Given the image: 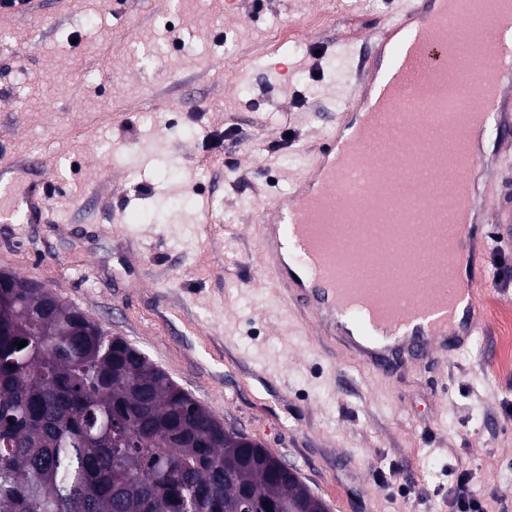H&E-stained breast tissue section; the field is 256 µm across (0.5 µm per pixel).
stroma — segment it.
Returning a JSON list of instances; mask_svg holds the SVG:
<instances>
[{"label":"stroma","instance_id":"obj_1","mask_svg":"<svg viewBox=\"0 0 512 512\" xmlns=\"http://www.w3.org/2000/svg\"><path fill=\"white\" fill-rule=\"evenodd\" d=\"M398 0H30L0 13V153L41 157L47 222L0 221V271L57 292L226 428L287 457L329 512H451L469 475L512 512V129L491 116L473 245L483 330L441 365L373 374L258 264L259 215L344 112L364 38ZM298 32L301 46L281 41ZM234 127V139L211 148ZM499 332L501 339L500 361L503 367H512V316L511 314L500 316Z\"/></svg>","mask_w":512,"mask_h":512}]
</instances>
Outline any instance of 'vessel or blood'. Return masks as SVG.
Wrapping results in <instances>:
<instances>
[{"label":"vessel or blood","instance_id":"vessel-or-blood-1","mask_svg":"<svg viewBox=\"0 0 512 512\" xmlns=\"http://www.w3.org/2000/svg\"><path fill=\"white\" fill-rule=\"evenodd\" d=\"M448 0H407L397 17L387 19L364 40L365 52L349 100L357 116L349 125L334 123L319 152L290 193L270 198L260 213L259 261L272 273L282 298L303 315L314 317L327 334L343 345L351 358L372 372L394 376L408 364L447 361L481 331L477 290L442 284L420 299L403 288H356L340 284L336 272V238L357 240L364 228L361 211L349 189L353 177L374 191L375 164L366 150L390 111L404 99L409 80L424 75H448ZM500 93L495 111L512 110V66L496 71ZM435 127L450 123L454 104L447 98L418 100ZM437 191L408 204L415 223L394 222L388 233L402 235L410 247L429 251L440 267L470 269L464 241L473 229L461 225L449 233L440 214L472 206L480 177L479 155H471L457 189L448 187V168L456 157L447 139H440L431 157ZM49 178L30 184L13 215L28 224L49 210ZM342 195L344 212L331 210L334 195Z\"/></svg>","mask_w":512,"mask_h":512}]
</instances>
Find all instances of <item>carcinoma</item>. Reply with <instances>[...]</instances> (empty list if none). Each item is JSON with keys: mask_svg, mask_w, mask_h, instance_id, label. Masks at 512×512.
I'll list each match as a JSON object with an SVG mask.
<instances>
[{"mask_svg": "<svg viewBox=\"0 0 512 512\" xmlns=\"http://www.w3.org/2000/svg\"><path fill=\"white\" fill-rule=\"evenodd\" d=\"M0 280V512H325L127 340Z\"/></svg>", "mask_w": 512, "mask_h": 512, "instance_id": "1", "label": "carcinoma"}]
</instances>
